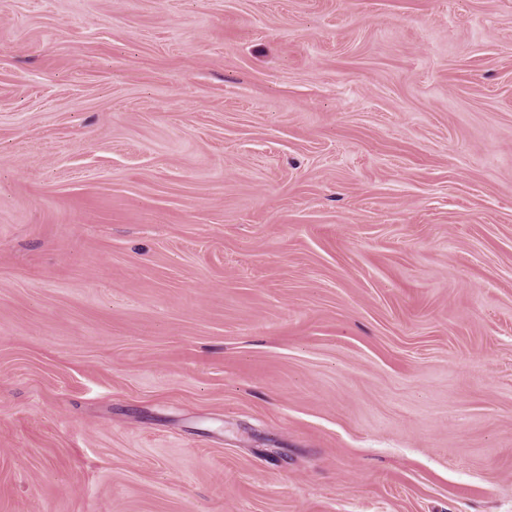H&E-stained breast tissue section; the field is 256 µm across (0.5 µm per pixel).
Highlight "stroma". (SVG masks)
Segmentation results:
<instances>
[{
    "mask_svg": "<svg viewBox=\"0 0 512 512\" xmlns=\"http://www.w3.org/2000/svg\"><path fill=\"white\" fill-rule=\"evenodd\" d=\"M0 512H512V0H0Z\"/></svg>",
    "mask_w": 512,
    "mask_h": 512,
    "instance_id": "1",
    "label": "stroma"
}]
</instances>
